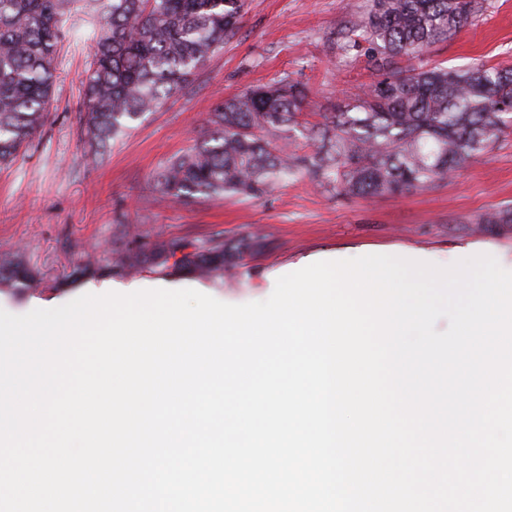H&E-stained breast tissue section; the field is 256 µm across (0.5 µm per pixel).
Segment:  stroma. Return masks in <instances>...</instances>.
Listing matches in <instances>:
<instances>
[{
	"instance_id": "35a3bbf8",
	"label": "stroma",
	"mask_w": 512,
	"mask_h": 512,
	"mask_svg": "<svg viewBox=\"0 0 512 512\" xmlns=\"http://www.w3.org/2000/svg\"><path fill=\"white\" fill-rule=\"evenodd\" d=\"M365 0H247L237 28L180 91L135 121L103 163L87 165L89 149L82 80L89 62L91 20L73 13L76 33L56 63L48 119L24 156L0 168V255L19 254L31 288H0V309L22 315L54 308L89 286L192 288L228 304L264 291L271 270L302 257L349 248L410 246L446 255L456 246L484 244L512 259V224L476 229L485 211L512 207V130L472 156L448 181L424 191L373 199L336 194L300 175L272 195L244 200L177 202L161 198L154 175L208 129L218 101L281 79L308 89L302 118L315 123L377 76L366 56L342 48V32ZM423 63L464 68L478 62L512 64V0H486L485 12L432 46ZM261 233L269 248L238 277L235 290L189 277L146 270L129 277L112 269V249L134 235L234 242ZM95 259L85 271L86 259Z\"/></svg>"
}]
</instances>
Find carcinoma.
I'll list each match as a JSON object with an SVG mask.
<instances>
[{
  "instance_id": "carcinoma-1",
  "label": "carcinoma",
  "mask_w": 512,
  "mask_h": 512,
  "mask_svg": "<svg viewBox=\"0 0 512 512\" xmlns=\"http://www.w3.org/2000/svg\"><path fill=\"white\" fill-rule=\"evenodd\" d=\"M73 0H0V165L13 163L40 133L54 92L59 46L70 36ZM100 25L83 102L90 159L104 160L131 123L155 111L224 47L245 0H86ZM485 0H367L346 28L343 49H366L378 78L323 121L299 122L307 94L282 79L217 105L209 133L156 175V191L175 201L224 196L259 199L298 175L340 193L373 198L426 190L454 176L512 126V67L415 66L427 49L483 13ZM312 145L300 155L294 142ZM478 224H512V208ZM264 244L253 235L161 238L113 249L112 267H150L224 284ZM16 258L0 260V286L31 287Z\"/></svg>"
}]
</instances>
